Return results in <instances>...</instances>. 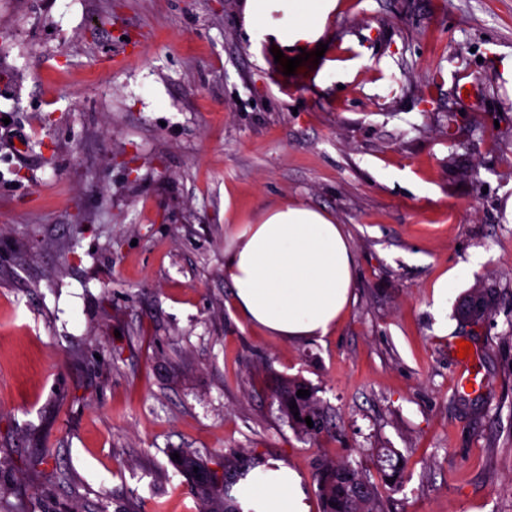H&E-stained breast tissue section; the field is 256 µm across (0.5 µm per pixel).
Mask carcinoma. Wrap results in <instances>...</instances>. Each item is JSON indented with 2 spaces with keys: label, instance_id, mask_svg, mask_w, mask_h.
I'll return each instance as SVG.
<instances>
[{
  "label": "carcinoma",
  "instance_id": "carcinoma-1",
  "mask_svg": "<svg viewBox=\"0 0 512 512\" xmlns=\"http://www.w3.org/2000/svg\"><path fill=\"white\" fill-rule=\"evenodd\" d=\"M492 302L479 288L470 292L469 300L457 309L460 319L472 324L482 323L492 313ZM307 389L298 380H288L278 393L279 403L289 418L299 412L296 424L308 435L316 436L324 430L322 410L313 396H297V391ZM296 410H290L291 404ZM311 417L313 427H308L305 418ZM377 458L381 469L390 470L388 477H402L403 468L398 466L402 458L388 448L381 449ZM177 470L197 485L200 495V512H240L235 498L229 494L232 482L228 477L218 478L198 456L189 453L180 454V460L174 461ZM317 492L323 503V512H379L378 496L374 485L368 480L362 469L350 462H330L320 465L315 474Z\"/></svg>",
  "mask_w": 512,
  "mask_h": 512
}]
</instances>
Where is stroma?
Wrapping results in <instances>:
<instances>
[{
    "instance_id": "35a3bbf8",
    "label": "stroma",
    "mask_w": 512,
    "mask_h": 512,
    "mask_svg": "<svg viewBox=\"0 0 512 512\" xmlns=\"http://www.w3.org/2000/svg\"><path fill=\"white\" fill-rule=\"evenodd\" d=\"M244 5L0 0V512H196L180 451L284 461L309 512L324 460L382 512H512V0H338L291 76ZM283 201L349 235L355 299L319 341L251 326L224 279L237 226ZM492 302L482 293L481 288H474L470 292L469 300L457 309L460 319H468L469 323L480 324L492 313ZM299 389L309 390L301 381L289 379L278 393L279 403L289 419L291 418L292 421L299 425L306 434L316 436L324 430L322 410L310 390V395L302 398L297 396ZM291 403H296L294 410H290ZM295 409H298L299 420H296L294 416ZM307 416L311 417L313 422L312 428H309L305 422Z\"/></svg>"
}]
</instances>
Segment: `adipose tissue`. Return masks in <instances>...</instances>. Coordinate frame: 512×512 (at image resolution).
I'll return each mask as SVG.
<instances>
[{"instance_id":"1","label":"adipose tissue","mask_w":512,"mask_h":512,"mask_svg":"<svg viewBox=\"0 0 512 512\" xmlns=\"http://www.w3.org/2000/svg\"><path fill=\"white\" fill-rule=\"evenodd\" d=\"M337 0H246L247 32L283 45L322 36ZM224 278L236 309L284 339L323 338L345 313L354 260L342 225L298 202L265 209L242 225L224 252ZM242 512H308L299 474L278 460L251 469L236 490Z\"/></svg>"}]
</instances>
